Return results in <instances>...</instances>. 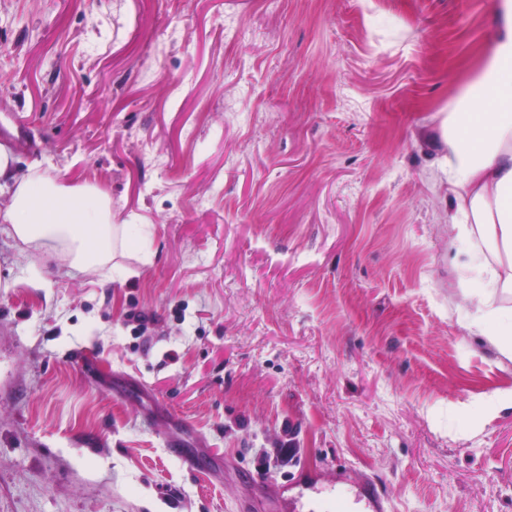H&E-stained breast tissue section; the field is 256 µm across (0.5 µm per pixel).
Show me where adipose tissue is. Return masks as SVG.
<instances>
[{
  "label": "adipose tissue",
  "instance_id": "adipose-tissue-1",
  "mask_svg": "<svg viewBox=\"0 0 512 512\" xmlns=\"http://www.w3.org/2000/svg\"><path fill=\"white\" fill-rule=\"evenodd\" d=\"M500 26L478 75L448 102L442 167L452 208L448 221L469 251L459 264L478 286L464 295L471 327L512 358V0H493ZM0 230L22 241L20 259L50 254L58 274L89 270L122 280L119 251L139 239L135 224L115 223L112 200L95 186L58 184L40 164L17 168L0 146Z\"/></svg>",
  "mask_w": 512,
  "mask_h": 512
}]
</instances>
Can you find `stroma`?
<instances>
[{
    "label": "stroma",
    "mask_w": 512,
    "mask_h": 512,
    "mask_svg": "<svg viewBox=\"0 0 512 512\" xmlns=\"http://www.w3.org/2000/svg\"><path fill=\"white\" fill-rule=\"evenodd\" d=\"M491 4L0 0V145L150 242L114 283L0 235V512H512L439 166Z\"/></svg>",
    "instance_id": "35a3bbf8"
}]
</instances>
